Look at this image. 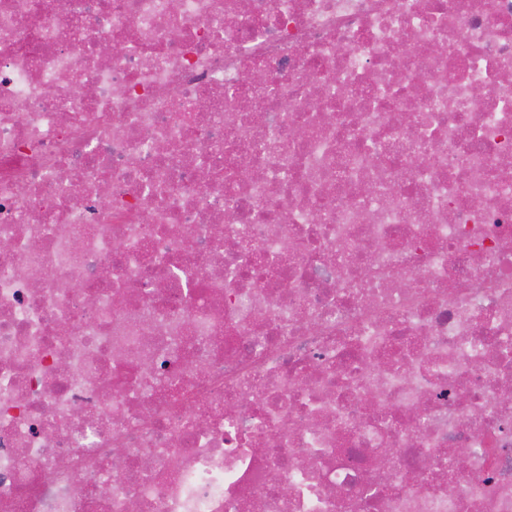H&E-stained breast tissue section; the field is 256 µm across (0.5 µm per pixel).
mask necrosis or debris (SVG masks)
I'll use <instances>...</instances> for the list:
<instances>
[{"label":"necrosis or debris","mask_w":512,"mask_h":512,"mask_svg":"<svg viewBox=\"0 0 512 512\" xmlns=\"http://www.w3.org/2000/svg\"><path fill=\"white\" fill-rule=\"evenodd\" d=\"M1 242L0 512H512V0H0Z\"/></svg>","instance_id":"4bbe7bcc"}]
</instances>
